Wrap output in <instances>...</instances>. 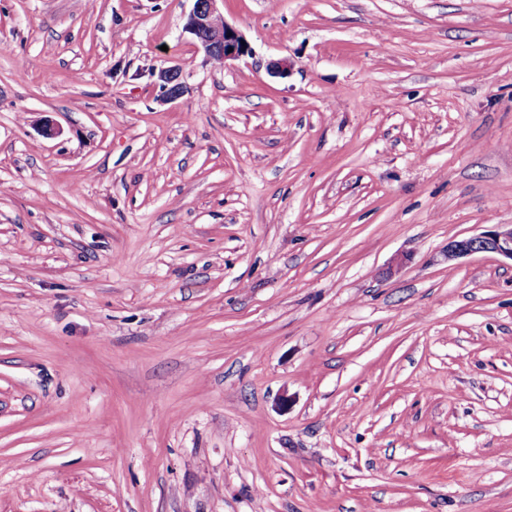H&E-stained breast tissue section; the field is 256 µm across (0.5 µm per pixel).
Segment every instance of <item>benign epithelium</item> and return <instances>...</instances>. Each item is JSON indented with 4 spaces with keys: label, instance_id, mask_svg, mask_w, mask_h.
Returning a JSON list of instances; mask_svg holds the SVG:
<instances>
[{
    "label": "benign epithelium",
    "instance_id": "obj_1",
    "mask_svg": "<svg viewBox=\"0 0 512 512\" xmlns=\"http://www.w3.org/2000/svg\"><path fill=\"white\" fill-rule=\"evenodd\" d=\"M220 0H194V6L184 25L196 46L206 56L222 63L239 60L252 53L243 34L229 24L218 8ZM181 69L162 68L157 73L156 86L160 100L170 101L183 93ZM489 252L512 260V224H495L482 233L454 240L448 245V259L453 260L475 253Z\"/></svg>",
    "mask_w": 512,
    "mask_h": 512
}]
</instances>
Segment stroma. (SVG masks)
<instances>
[{"label":"stroma","mask_w":512,"mask_h":512,"mask_svg":"<svg viewBox=\"0 0 512 512\" xmlns=\"http://www.w3.org/2000/svg\"><path fill=\"white\" fill-rule=\"evenodd\" d=\"M192 6L0 0V512H512V0ZM194 6L184 25L185 32L192 35L196 46L201 48L210 60H239L252 53L243 34L229 24L224 13L218 8L222 0H193ZM180 67L173 66L161 68L157 74L156 86L159 89V97L162 101H170L176 99L183 93V85ZM481 252L495 253L512 261V224H493L490 230L448 245L449 260Z\"/></svg>","instance_id":"obj_1"}]
</instances>
